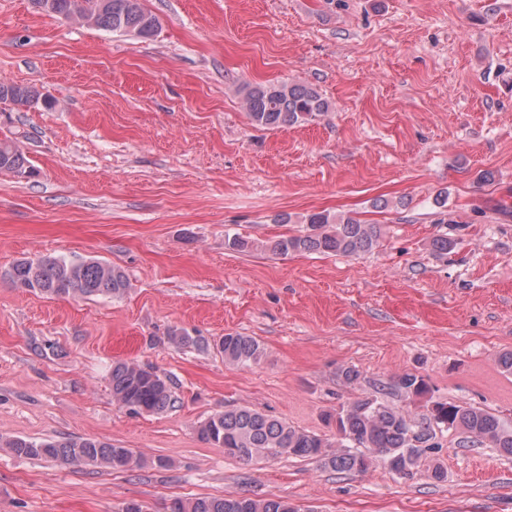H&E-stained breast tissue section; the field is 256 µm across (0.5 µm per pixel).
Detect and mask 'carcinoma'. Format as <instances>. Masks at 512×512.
<instances>
[{
  "instance_id": "obj_1",
  "label": "carcinoma",
  "mask_w": 512,
  "mask_h": 512,
  "mask_svg": "<svg viewBox=\"0 0 512 512\" xmlns=\"http://www.w3.org/2000/svg\"><path fill=\"white\" fill-rule=\"evenodd\" d=\"M45 13L57 17L84 16L100 29L115 33H135L143 38L154 34L158 21L140 0H51ZM44 95L33 87L0 83V100L21 106L36 103ZM247 115L261 127L295 125L315 119L329 110V103L312 86L281 83L257 86L246 93ZM0 171L30 177L33 169L15 146L0 141ZM305 232L263 241L256 247L273 255L291 253H331L361 256L371 252L381 235L375 224H363L349 215L321 211L302 217ZM11 283L50 298L121 297L128 281L123 271L98 260L73 261L62 257H42L17 261L9 272ZM169 341L184 349L205 352L211 348L224 362L247 365L258 362L263 348L252 336L227 333L215 344L184 329H172ZM113 400L129 412H163L174 405L169 381L150 366L124 360L112 363L110 372ZM398 391L422 395L428 391L424 379L404 374L392 382ZM336 447L320 436L291 426L245 407L217 413L197 428L199 438L224 449L230 457L243 461L276 458L283 454L295 458L317 459L325 468L337 472L364 471L375 459L389 470L410 476L418 467L420 448L436 434V429H459L471 443H487L504 456H512V428L493 413L478 407L455 403L432 405L420 416L386 405L376 399H361L336 411ZM353 450L345 451V444ZM0 448L18 457L44 458L67 465H97L113 471L141 467L145 461L129 448L83 437L63 440H32L22 437L0 438ZM169 512H298L282 497H191L175 499Z\"/></svg>"
}]
</instances>
